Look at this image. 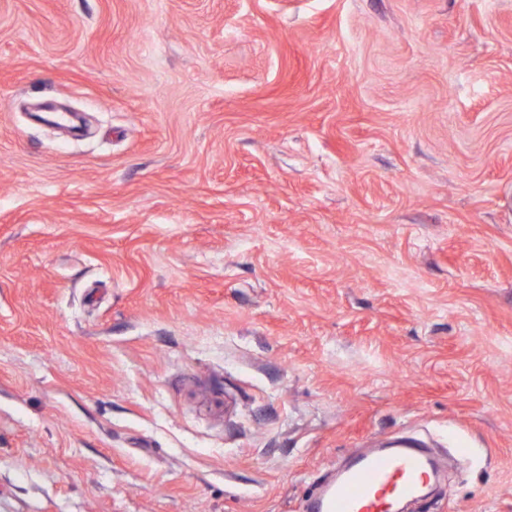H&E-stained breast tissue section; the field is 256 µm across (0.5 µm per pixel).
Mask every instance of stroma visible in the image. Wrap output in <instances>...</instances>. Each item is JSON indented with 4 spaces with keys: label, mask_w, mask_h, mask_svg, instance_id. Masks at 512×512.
<instances>
[{
    "label": "stroma",
    "mask_w": 512,
    "mask_h": 512,
    "mask_svg": "<svg viewBox=\"0 0 512 512\" xmlns=\"http://www.w3.org/2000/svg\"><path fill=\"white\" fill-rule=\"evenodd\" d=\"M408 436V512H512V0H0V512H302Z\"/></svg>",
    "instance_id": "35a3bbf8"
}]
</instances>
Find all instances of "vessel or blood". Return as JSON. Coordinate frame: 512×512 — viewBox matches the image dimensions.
Listing matches in <instances>:
<instances>
[{
  "label": "vessel or blood",
  "instance_id": "obj_1",
  "mask_svg": "<svg viewBox=\"0 0 512 512\" xmlns=\"http://www.w3.org/2000/svg\"><path fill=\"white\" fill-rule=\"evenodd\" d=\"M432 462L412 448H389L357 458L335 484L308 501L304 512H389L396 498L416 497Z\"/></svg>",
  "mask_w": 512,
  "mask_h": 512
}]
</instances>
